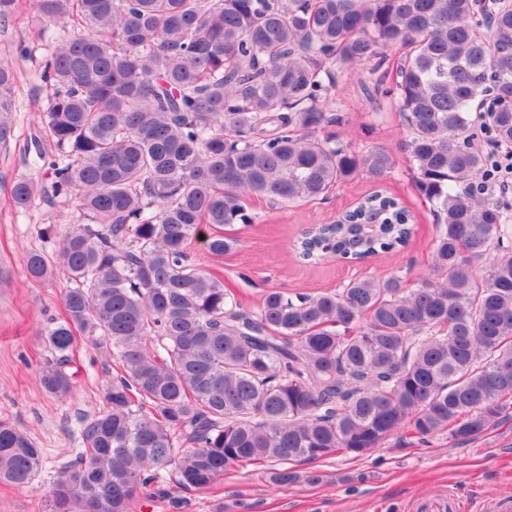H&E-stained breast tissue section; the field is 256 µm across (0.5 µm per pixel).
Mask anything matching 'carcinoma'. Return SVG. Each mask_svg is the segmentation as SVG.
<instances>
[{"mask_svg": "<svg viewBox=\"0 0 512 512\" xmlns=\"http://www.w3.org/2000/svg\"><path fill=\"white\" fill-rule=\"evenodd\" d=\"M32 11L49 88L35 142L52 179L18 178L9 204L77 192L58 263L30 251L27 277L59 270L64 315L45 332L41 387L66 395L84 338L112 358L105 409L46 492L48 512H130L163 470L204 490L234 466L355 457L399 430L468 443L512 400V205L495 161L512 148V8L477 32L476 0H0V24ZM71 23L64 33L52 28ZM406 48L393 106L412 183L437 213L434 275L350 280L335 292L264 294L243 309L184 248L203 224L212 255L240 240L247 202L325 196L396 166L325 128L337 73ZM17 75L0 61V144ZM408 210L381 190L348 218L305 229L298 261H360L409 244ZM41 449L0 421V483L32 486Z\"/></svg>", "mask_w": 512, "mask_h": 512, "instance_id": "obj_1", "label": "carcinoma"}]
</instances>
